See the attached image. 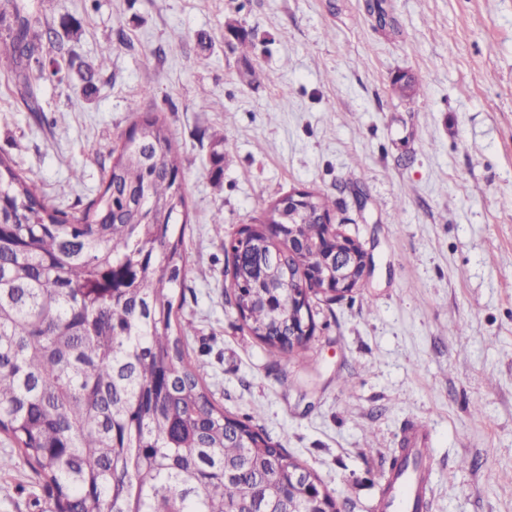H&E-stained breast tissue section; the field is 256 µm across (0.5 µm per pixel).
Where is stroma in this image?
<instances>
[{
    "label": "stroma",
    "mask_w": 512,
    "mask_h": 512,
    "mask_svg": "<svg viewBox=\"0 0 512 512\" xmlns=\"http://www.w3.org/2000/svg\"><path fill=\"white\" fill-rule=\"evenodd\" d=\"M366 3L0 0V156L73 211L102 187L109 144L138 112L158 115L189 214L175 310L196 327L187 351L216 403L281 442L341 512H379L416 422L429 430L428 512H512V0H381L383 27ZM18 13L60 74L13 53ZM231 19L252 34L249 58L227 44ZM250 66L276 81L248 85ZM400 71L421 79L416 102L394 93ZM302 187L338 201L336 227L374 269L350 297L319 302L303 359L275 365L225 303L211 222L235 232ZM9 457L0 512H39L0 433Z\"/></svg>",
    "instance_id": "35a3bbf8"
}]
</instances>
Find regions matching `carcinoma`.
Here are the masks:
<instances>
[{"label": "carcinoma", "mask_w": 512, "mask_h": 512, "mask_svg": "<svg viewBox=\"0 0 512 512\" xmlns=\"http://www.w3.org/2000/svg\"><path fill=\"white\" fill-rule=\"evenodd\" d=\"M18 18L12 49L45 69ZM233 49L253 48L229 22ZM392 85L416 99L417 76ZM106 181L67 212L0 157V430L17 445L43 497L41 512H290L319 485L262 429L224 411L188 360L186 199L178 150L147 115L109 147ZM296 224L267 206L243 238L213 218L231 258L225 303L276 361L308 348L288 335V268L312 275L338 237L320 220L336 202H301ZM416 466L405 448L390 471Z\"/></svg>", "instance_id": "obj_1"}]
</instances>
